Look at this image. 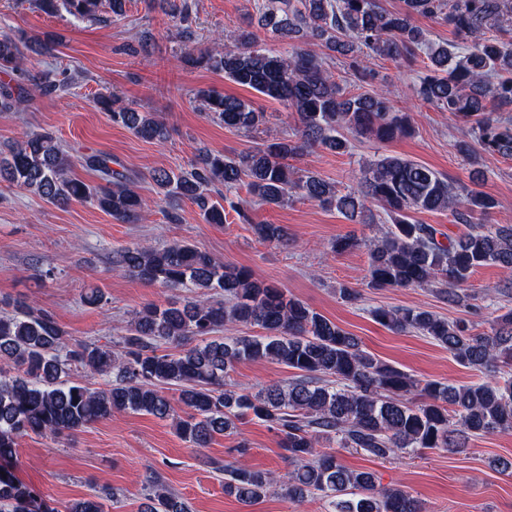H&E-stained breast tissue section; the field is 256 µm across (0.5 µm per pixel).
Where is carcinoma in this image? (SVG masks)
<instances>
[{
  "instance_id": "cac0c4a2",
  "label": "carcinoma",
  "mask_w": 512,
  "mask_h": 512,
  "mask_svg": "<svg viewBox=\"0 0 512 512\" xmlns=\"http://www.w3.org/2000/svg\"><path fill=\"white\" fill-rule=\"evenodd\" d=\"M49 14L65 11L78 20H97L109 6L112 21L124 18V0H39ZM189 41L190 0H151ZM257 27L291 45L282 53L258 41L248 28L215 38L213 47L189 52L186 60L224 73V78L282 103L297 128L270 136L232 157L202 151L187 170L158 168L150 179L159 200L178 219L181 203L195 204L207 224L224 223V196L245 184L262 205L282 206L293 196L334 209L358 224L373 221L381 208L390 227L369 244L368 288L441 289L450 304L484 265L512 273V224H474L466 235L443 241L441 231L412 218L415 212L448 210L459 224L489 215L496 201L476 188H461L443 174L410 159L383 155L361 172L358 188L341 194L320 175L298 173L288 160L316 148L344 153L351 135L390 141L412 131L409 116L383 89L353 93L330 68L341 57L357 71L373 58L427 55V72L415 92L424 102L468 124L457 150L477 167L472 144L485 158L512 157V0H402L398 9L381 0H257ZM452 28L458 42L433 43L416 18ZM50 39L32 41L0 34V112H23L36 95L65 90L68 82L22 67L23 50L51 53ZM200 111L224 127L251 134L267 113L237 97L199 92ZM96 106L112 123L144 141H164L166 124L154 112H139L113 94ZM112 156L91 154L84 166L98 174L97 187L72 177L69 158L51 131L32 132L0 151V179L58 205L90 203L121 222H136L151 201L135 190L127 172L112 168ZM259 240L288 244L280 224H255ZM116 272L166 288H191L198 298L171 300L135 313L113 350L70 338L48 311L16 300L0 313V512H54L10 467L24 435L74 433L121 411L176 418V431L193 448L216 434L231 433L251 415L280 437L291 470L282 478L260 469L224 467V494L251 503L270 495L302 498L317 494L328 512H424L401 488L376 484L375 475L344 465L324 446L355 448L377 459L417 455L444 448L463 453L474 437L512 432V308L488 332H472L416 308L375 307L374 319L395 332L430 337L462 365L493 379L452 386L422 382L363 350L357 337L310 309L275 283L254 277L185 242L162 247L136 243L114 253ZM237 325L258 326L262 336L213 334ZM169 349L164 350L162 346ZM241 361H271L297 371L287 385L255 393L229 382ZM109 379L106 389L70 380L73 369ZM180 387L186 416L177 415L164 386ZM110 490L79 500L67 512H105ZM141 512H189L157 477L146 479Z\"/></svg>"
}]
</instances>
